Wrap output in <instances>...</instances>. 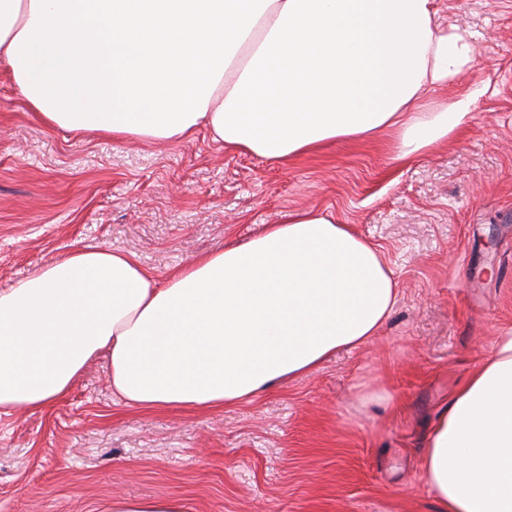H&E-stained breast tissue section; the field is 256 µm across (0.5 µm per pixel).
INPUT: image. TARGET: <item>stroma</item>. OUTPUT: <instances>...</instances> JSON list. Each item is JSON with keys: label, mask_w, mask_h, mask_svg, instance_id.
I'll return each mask as SVG.
<instances>
[{"label": "stroma", "mask_w": 512, "mask_h": 512, "mask_svg": "<svg viewBox=\"0 0 512 512\" xmlns=\"http://www.w3.org/2000/svg\"><path fill=\"white\" fill-rule=\"evenodd\" d=\"M437 8L478 40L476 66L435 98L490 90L458 136L407 162L384 136L285 161L202 132L77 138L40 122L0 67V289L86 245L161 280L306 209L378 245L399 288L370 343L234 408L139 411L102 359L48 409L0 413V512H92L116 494L182 496L193 512H435L425 436L512 328V0Z\"/></svg>", "instance_id": "1"}]
</instances>
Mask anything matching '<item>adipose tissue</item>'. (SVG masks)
<instances>
[{
    "mask_svg": "<svg viewBox=\"0 0 512 512\" xmlns=\"http://www.w3.org/2000/svg\"><path fill=\"white\" fill-rule=\"evenodd\" d=\"M436 0H0V65L47 126L285 160L377 133L409 160L447 142L487 85L436 89L476 62ZM380 249L317 209L164 280L81 247L0 290V409L63 398L107 354L113 393L145 412L233 407L368 344L397 302ZM438 512H512V331L496 336L429 432ZM103 512H189L174 495Z\"/></svg>",
    "mask_w": 512,
    "mask_h": 512,
    "instance_id": "1",
    "label": "adipose tissue"
}]
</instances>
